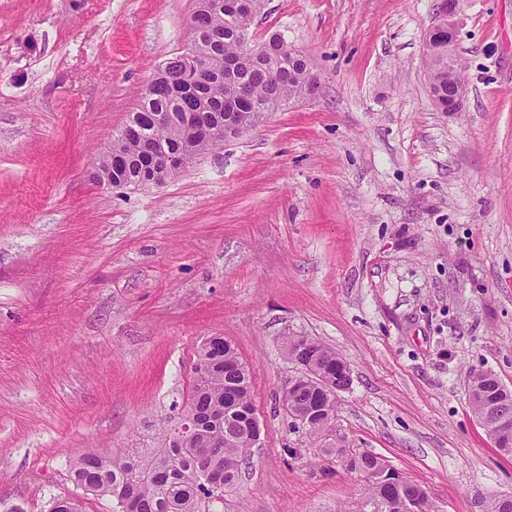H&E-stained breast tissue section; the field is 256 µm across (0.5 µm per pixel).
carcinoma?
<instances>
[{
	"label": "carcinoma",
	"mask_w": 512,
	"mask_h": 512,
	"mask_svg": "<svg viewBox=\"0 0 512 512\" xmlns=\"http://www.w3.org/2000/svg\"><path fill=\"white\" fill-rule=\"evenodd\" d=\"M225 0H196L189 25V47L158 69L140 91L137 107L112 135L109 149L97 163L96 177L103 184L138 187L152 175L163 179L157 158L146 152L132 153L128 144L142 139L157 148L181 153L190 164L198 156L224 143V122L242 129L258 125L269 113L288 100L313 88L309 60L296 62L288 53L267 57L262 62L237 63L224 69V61L237 59L248 41V29L261 13L265 0H242L239 9L224 8ZM431 74L443 96L448 87L461 81L459 62L445 54L426 56ZM200 66L214 75L211 81L195 77ZM247 86L251 96L242 100L238 89ZM319 353L318 372L334 381L343 380L344 361L336 352L305 337H289L287 356L296 360L299 349ZM237 351L228 345L212 350L200 345L191 391L183 404V416L194 417L200 427L178 434L168 431L148 456L119 450L110 455L94 448L83 450L71 464V478L84 491L112 502V512H222L224 489L236 485L238 465L253 448L249 421L238 412L252 406V377L248 368L236 365ZM474 389L469 403L488 434L494 424L481 396L487 389L503 391L499 409L512 413V389L497 377L483 372L470 377ZM282 403L304 409L319 404L326 411L317 415L306 431L314 436L332 430L336 396H325L311 386ZM347 469L369 478L367 502L388 498L392 512H406L404 499L415 498L416 512H435L427 491L405 476L399 485L370 479L389 463L381 456L334 444L322 449Z\"/></svg>",
	"instance_id": "obj_1"
}]
</instances>
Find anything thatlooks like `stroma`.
Instances as JSON below:
<instances>
[{
    "mask_svg": "<svg viewBox=\"0 0 512 512\" xmlns=\"http://www.w3.org/2000/svg\"><path fill=\"white\" fill-rule=\"evenodd\" d=\"M437 3L267 0L249 44L283 40L315 90L131 189L91 174L195 0H0V512H112L71 460L157 447L210 336L261 427L223 512H359L336 441L438 512L512 494L467 392L473 371L512 388V0L461 2L458 112L429 92ZM289 336L350 365L330 435L283 410Z\"/></svg>",
    "mask_w": 512,
    "mask_h": 512,
    "instance_id": "35a3bbf8",
    "label": "stroma"
}]
</instances>
